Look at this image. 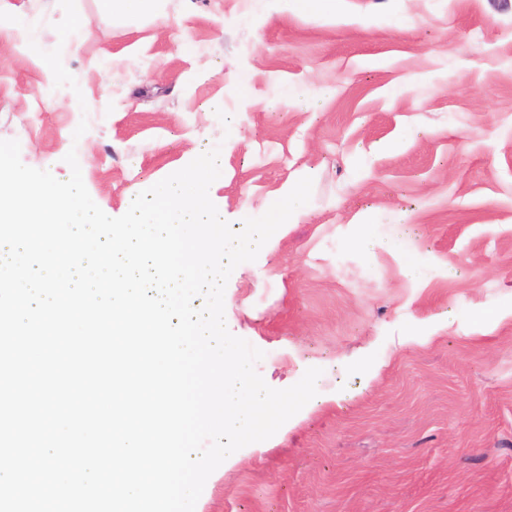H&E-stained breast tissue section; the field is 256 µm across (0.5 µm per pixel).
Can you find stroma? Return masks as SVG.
I'll list each match as a JSON object with an SVG mask.
<instances>
[{"instance_id": "35a3bbf8", "label": "stroma", "mask_w": 512, "mask_h": 512, "mask_svg": "<svg viewBox=\"0 0 512 512\" xmlns=\"http://www.w3.org/2000/svg\"><path fill=\"white\" fill-rule=\"evenodd\" d=\"M9 2L0 139L60 180L76 152L109 216L217 146L232 227L313 180L224 308L270 387L317 394L198 512H512V0H76L64 42L58 0Z\"/></svg>"}]
</instances>
